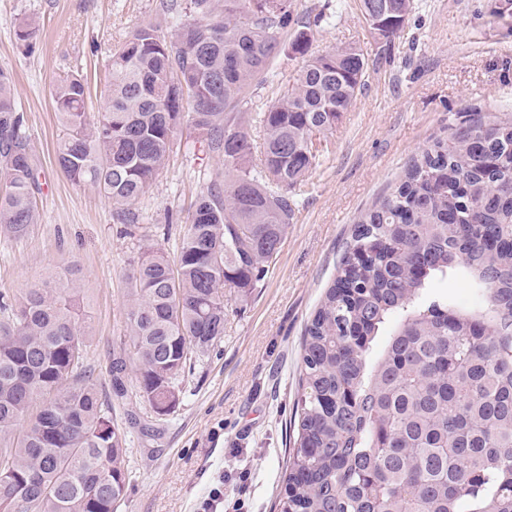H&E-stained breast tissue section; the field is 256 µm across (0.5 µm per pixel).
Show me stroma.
I'll return each instance as SVG.
<instances>
[{
	"label": "stroma",
	"instance_id": "obj_1",
	"mask_svg": "<svg viewBox=\"0 0 512 512\" xmlns=\"http://www.w3.org/2000/svg\"><path fill=\"white\" fill-rule=\"evenodd\" d=\"M415 2L400 34L383 46L360 0H293L283 41L307 17L336 9L333 23L313 29L308 54L366 47L368 86L294 192V218L267 277L252 295L229 300L223 339L196 355L182 377L175 412L157 435L129 429L130 487L120 512H197L219 480L232 502L244 470L251 473L250 512H277L304 328L351 228L398 185L412 157L447 137L462 115H512V18L493 16L495 0ZM162 14L161 0H0V69L13 77L42 183L37 223L20 238L0 227V299L12 302L48 273L76 270L94 336L88 365L105 390L112 340L125 329V275L141 236L176 255L195 200L224 165L205 143L179 134V146L135 206L138 223H119L102 193L72 184L57 169L62 128L53 93L64 74H83L88 112L97 115L112 50L137 23ZM27 17L40 22L30 45L16 36ZM304 57L282 51L272 76L255 88L256 104L291 85Z\"/></svg>",
	"mask_w": 512,
	"mask_h": 512
}]
</instances>
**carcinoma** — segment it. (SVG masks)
<instances>
[{
	"mask_svg": "<svg viewBox=\"0 0 512 512\" xmlns=\"http://www.w3.org/2000/svg\"><path fill=\"white\" fill-rule=\"evenodd\" d=\"M392 41L414 0H383ZM291 0H166L168 33L135 25L107 63V98L90 121L82 75L62 79L55 156L97 187L122 224L186 128L222 157L190 215L177 268L156 244L127 273L126 329L112 344V396L137 395L166 422L193 355L224 337L225 290L246 297L268 274L294 216L288 192L317 166L366 86L357 44L305 61L291 86L253 106L283 50ZM319 13L291 51L305 55ZM26 18L18 40L37 37ZM256 124L260 140L248 132ZM260 154V168L253 165ZM39 172L0 68V226L37 223ZM463 280L479 301L435 291ZM78 279L51 273L0 319V512H117L127 430L94 382ZM301 395L279 512H512V116L474 112L407 165L343 245L337 275L308 320Z\"/></svg>",
	"mask_w": 512,
	"mask_h": 512,
	"instance_id": "1",
	"label": "carcinoma"
}]
</instances>
